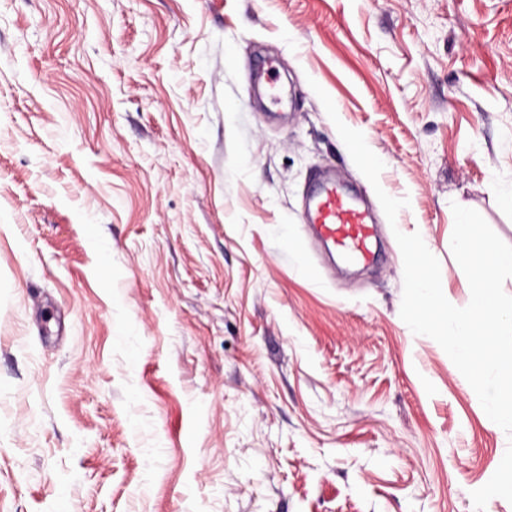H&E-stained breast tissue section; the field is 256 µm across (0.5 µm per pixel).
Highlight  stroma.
Wrapping results in <instances>:
<instances>
[{
  "label": "stroma",
  "instance_id": "stroma-1",
  "mask_svg": "<svg viewBox=\"0 0 512 512\" xmlns=\"http://www.w3.org/2000/svg\"><path fill=\"white\" fill-rule=\"evenodd\" d=\"M332 99L331 121L318 91ZM349 270L320 170L380 202ZM512 0H0V512H475L512 439L400 317L512 245Z\"/></svg>",
  "mask_w": 512,
  "mask_h": 512
}]
</instances>
